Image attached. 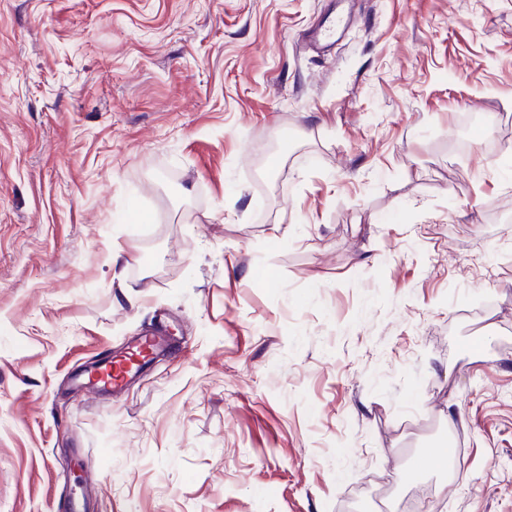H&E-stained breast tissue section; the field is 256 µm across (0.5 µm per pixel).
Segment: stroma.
Segmentation results:
<instances>
[{
    "instance_id": "stroma-1",
    "label": "stroma",
    "mask_w": 512,
    "mask_h": 512,
    "mask_svg": "<svg viewBox=\"0 0 512 512\" xmlns=\"http://www.w3.org/2000/svg\"><path fill=\"white\" fill-rule=\"evenodd\" d=\"M88 482L512 512V0H0V512ZM112 361V364L116 363ZM108 366L102 378L97 382V386L106 392H119L129 381L134 371H127L115 366ZM109 375V376H108ZM454 444L453 442L445 441L441 443L438 448H429L422 452L417 460L414 468L409 469V471L405 474L408 480L415 479L419 473L435 470L439 466V464L448 456V458L452 457L454 454Z\"/></svg>"
}]
</instances>
